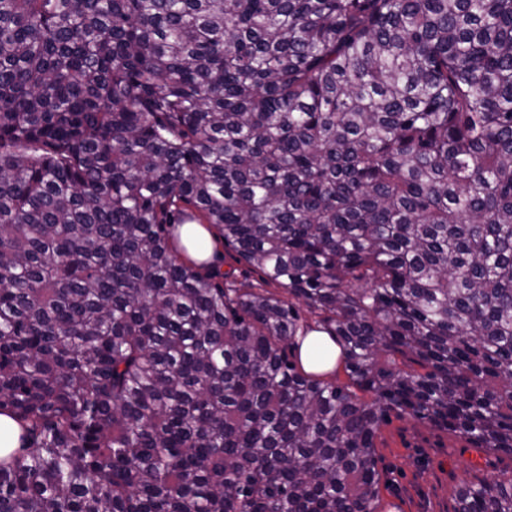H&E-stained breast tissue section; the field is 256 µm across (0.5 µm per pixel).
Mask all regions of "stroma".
Instances as JSON below:
<instances>
[{"instance_id": "obj_1", "label": "stroma", "mask_w": 512, "mask_h": 512, "mask_svg": "<svg viewBox=\"0 0 512 512\" xmlns=\"http://www.w3.org/2000/svg\"><path fill=\"white\" fill-rule=\"evenodd\" d=\"M381 512H454L457 490L497 475H512V457L469 448L410 418H394L377 440Z\"/></svg>"}]
</instances>
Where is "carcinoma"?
Segmentation results:
<instances>
[{
	"label": "carcinoma",
	"mask_w": 512,
	"mask_h": 512,
	"mask_svg": "<svg viewBox=\"0 0 512 512\" xmlns=\"http://www.w3.org/2000/svg\"><path fill=\"white\" fill-rule=\"evenodd\" d=\"M0 413V512H378L392 415L512 455V0H0ZM180 243L186 248L185 256L197 264L210 266L220 259L217 238L212 228L205 224H183L180 227ZM220 249L222 251V259L220 266L214 270L219 271L221 274H224L225 272H234V277L238 282L237 286L240 288H249V285H259L260 275L258 272L248 268L242 263H239L235 252L230 248L225 247L222 242H220ZM311 346H319L324 349L325 358L323 361L313 362L310 360L308 350ZM299 353L300 361L307 372L327 374L335 370L340 351L331 336L324 332L313 331L306 336ZM19 425L12 418L0 415V458L19 447Z\"/></svg>",
	"instance_id": "cac0c4a2"
}]
</instances>
